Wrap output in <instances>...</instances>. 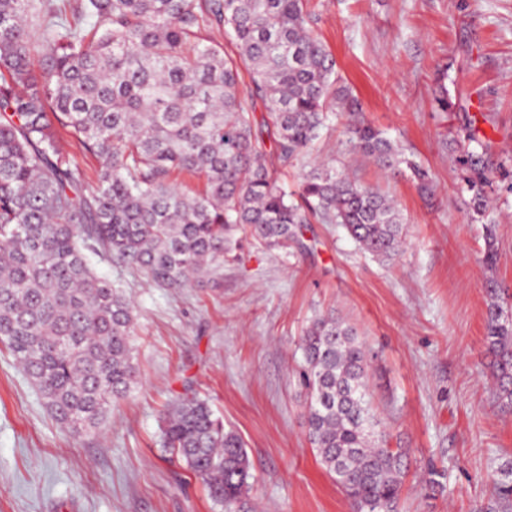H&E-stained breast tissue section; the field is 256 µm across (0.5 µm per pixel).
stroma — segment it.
<instances>
[{"label": "stroma", "mask_w": 512, "mask_h": 512, "mask_svg": "<svg viewBox=\"0 0 512 512\" xmlns=\"http://www.w3.org/2000/svg\"><path fill=\"white\" fill-rule=\"evenodd\" d=\"M317 3L313 30L364 118L429 170L433 192L350 155L339 127L306 161L354 172L397 202L400 258L373 260L340 225L313 223L285 250L231 232L222 277L179 291L96 263L135 308L139 383L75 437L0 347V512H224L162 445L166 409L191 392L246 444L252 488L236 512H350L308 441L297 375L300 336L329 312L372 354L375 411L389 447L408 453L399 512H503L492 485L512 461V412L496 403L486 368L484 285L493 277L512 289V0ZM459 145L491 164L492 270L484 223L467 213ZM432 468L444 490L429 486Z\"/></svg>", "instance_id": "obj_1"}]
</instances>
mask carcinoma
<instances>
[{"mask_svg": "<svg viewBox=\"0 0 512 512\" xmlns=\"http://www.w3.org/2000/svg\"><path fill=\"white\" fill-rule=\"evenodd\" d=\"M314 13L312 0H0V344L72 435L97 429L138 384L134 306L92 258L181 289L223 271L234 228L286 249L304 224H339L382 262L402 252L403 214L379 191L324 164L296 193L282 180L344 114L350 152L410 171L424 194L433 188L426 169L360 116L311 29ZM61 130L95 160L93 174L72 162ZM461 163L470 215L482 219L485 161L464 150ZM184 174L202 188L182 191ZM497 259L488 224L482 262ZM485 293L489 376L510 410L512 292L490 278ZM299 349L320 464L352 512H398L408 457L386 447L365 343L327 313ZM162 435L214 502L229 507L249 493L245 443L205 399L178 400ZM500 474L507 500L512 465Z\"/></svg>", "mask_w": 512, "mask_h": 512, "instance_id": "obj_1", "label": "carcinoma"}]
</instances>
